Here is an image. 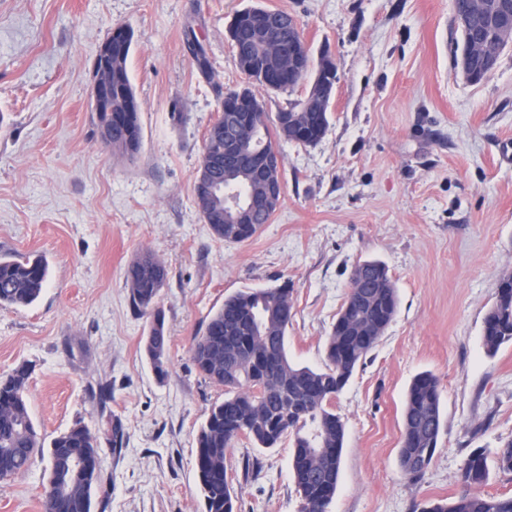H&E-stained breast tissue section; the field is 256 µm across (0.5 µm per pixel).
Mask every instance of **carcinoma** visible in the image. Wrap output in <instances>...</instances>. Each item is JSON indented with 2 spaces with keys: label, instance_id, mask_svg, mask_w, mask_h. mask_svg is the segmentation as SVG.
<instances>
[{
  "label": "carcinoma",
  "instance_id": "1",
  "mask_svg": "<svg viewBox=\"0 0 512 512\" xmlns=\"http://www.w3.org/2000/svg\"><path fill=\"white\" fill-rule=\"evenodd\" d=\"M186 47L199 73L211 80L212 65L195 34ZM132 33L112 31V113L99 112L93 125L112 152L128 160L141 148L139 105L131 84L127 62ZM237 66L249 85L242 90L214 91L220 100L219 115L208 130L204 152L224 157V126L238 101L252 108L262 125L252 139L257 152L275 146L269 125L277 136L299 145H315L326 135L330 115L317 111L318 103L330 104L332 84L326 72L309 86L305 99L289 104L292 123L277 125L266 112L265 103L253 90L288 89V80L269 79L277 67L269 48L259 40L249 51L234 54ZM242 201L232 188L214 195L209 213L222 214L233 201ZM272 213L254 216L252 224L211 225L214 235L226 243H243L269 222ZM48 263L38 255L0 259V307H27L41 296L48 282ZM125 285L133 308L150 318L144 350L156 373L166 374L169 342L165 316L157 307L167 270L147 251L126 267ZM398 297L388 267L381 261L358 264L349 291L326 341L327 363L321 369L300 366L288 359L286 330L293 317L291 288L283 283L274 288L250 289L224 300L208 319L202 335L194 338L192 360L209 382L224 388V400L206 412L196 433L195 468L205 512H234V496L228 480L226 457L239 437L258 448H274L287 438L291 443V474L299 497L300 512H328L336 494L345 437L342 417L330 403L342 391L368 354L377 346L397 311ZM512 341V288H500L493 307L484 318L483 342L493 354ZM275 364L266 373L265 360ZM30 371L25 365L0 377V479H10L30 470L36 458L47 462L44 512H92L93 493L99 484V441L80 422L44 444L28 408ZM442 428L441 392L430 372L418 374L409 385L402 417L399 463L410 479L424 475L434 457ZM68 448H84L90 469L74 472L64 458ZM467 489L454 501L427 503L420 512H512V496H490L480 491L488 480L484 453L473 451L464 469Z\"/></svg>",
  "mask_w": 512,
  "mask_h": 512
}]
</instances>
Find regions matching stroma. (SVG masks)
Listing matches in <instances>:
<instances>
[{"instance_id": "obj_1", "label": "stroma", "mask_w": 512, "mask_h": 512, "mask_svg": "<svg viewBox=\"0 0 512 512\" xmlns=\"http://www.w3.org/2000/svg\"><path fill=\"white\" fill-rule=\"evenodd\" d=\"M253 3L293 14L312 53L329 50L338 81L325 137L278 144L285 186L269 224L227 243L197 210L194 185L215 86L248 83L226 27ZM117 26L133 32L142 143L131 161L101 143L90 112L95 58ZM189 30L212 81L186 49ZM459 38L451 0H0V258L49 264L34 305L0 307V376L30 366V414L45 439L78 422L98 435L94 512H204L195 435L224 390L194 366L195 336L226 297L286 281L288 356L324 367L351 275L367 260L386 264L399 306L332 402L345 441L329 512H420L455 498L477 448L483 493L512 496V472L497 465L512 441V343L493 354L483 343L512 275V44L473 85L455 63ZM143 251L167 269L162 379L143 348L150 320L124 281ZM425 371L439 381L443 428L414 481L399 464L402 410ZM290 455L285 442L235 443V512H298ZM249 456L260 468L247 475ZM45 480L39 463L0 481V512H42Z\"/></svg>"}]
</instances>
